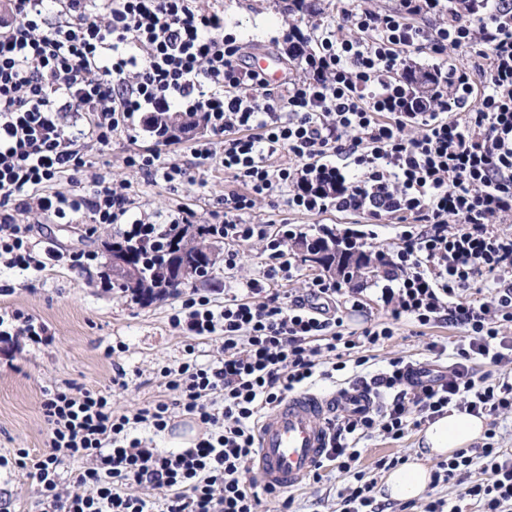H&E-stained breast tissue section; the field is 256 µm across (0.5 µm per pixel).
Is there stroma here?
<instances>
[{"instance_id":"stroma-1","label":"stroma","mask_w":512,"mask_h":512,"mask_svg":"<svg viewBox=\"0 0 512 512\" xmlns=\"http://www.w3.org/2000/svg\"><path fill=\"white\" fill-rule=\"evenodd\" d=\"M223 6L224 29L244 43L246 55L267 53L280 60L285 79H302V69L285 61L284 34L297 18L296 13L287 11L286 0H223ZM209 136V131L200 130L182 136L179 144L165 146L169 159L184 169L183 177L172 183L124 165L128 152L156 146L153 138L138 129L117 136L111 150L102 153L91 149L87 155L109 173L113 184L132 186L139 210L164 215L183 206L194 211L196 223L207 224L213 212L221 210L225 191L234 187L231 176L218 162L199 170L188 150L193 139ZM244 220L268 224L273 233L281 223L297 224L310 236L325 225L371 230L376 237L364 246L370 254L379 249L392 250L401 231L397 219L376 221L360 211L339 212L331 207L318 215L294 212L289 210L285 197L275 195L259 199ZM32 234L40 248L61 252L65 259L43 273L10 269L0 263V285L12 288L11 294H0V310L22 311L45 325L49 333L42 343L24 336H0V455H13L20 448L34 455L48 453L47 424L41 408L45 390L68 382L92 386L110 393L116 409L133 412L165 395L161 368L191 358L201 364L220 358L222 337L191 340L170 325L169 317L180 304V293L174 291L146 302L120 289L104 287V280L111 277L109 246L120 240V225L94 224L87 216L79 215L70 224L43 220L34 225ZM87 251L96 253L95 261L70 262V255ZM240 253L236 269H225L223 262H216L208 277L194 282V289L219 302L225 293L240 291L242 281L258 276L266 262L261 245L241 246ZM458 340L457 329L445 324L420 328L403 322L397 325L391 340L371 349L368 364L347 368L330 379L316 378L311 389L330 394L350 388L357 376L386 369L397 358L427 365L445 375L456 360ZM433 341L444 347L442 356L429 351ZM119 374L125 386L115 385ZM421 434V428L413 427L398 441L379 434L365 438L360 443V470L366 478L383 483L386 473L379 469V460H414ZM354 483L353 474L340 471L334 462H325L319 478H308L290 489L292 508L294 512H340V494ZM3 493L10 496L12 512H41L38 487L24 471H0Z\"/></svg>"}]
</instances>
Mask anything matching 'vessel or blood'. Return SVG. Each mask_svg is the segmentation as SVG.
<instances>
[{"mask_svg": "<svg viewBox=\"0 0 512 512\" xmlns=\"http://www.w3.org/2000/svg\"><path fill=\"white\" fill-rule=\"evenodd\" d=\"M374 405L372 395L360 387L331 396L289 395L257 424L258 449L251 465L261 483L280 489L300 485L324 456L327 426L337 410L359 412Z\"/></svg>", "mask_w": 512, "mask_h": 512, "instance_id": "1", "label": "vessel or blood"}]
</instances>
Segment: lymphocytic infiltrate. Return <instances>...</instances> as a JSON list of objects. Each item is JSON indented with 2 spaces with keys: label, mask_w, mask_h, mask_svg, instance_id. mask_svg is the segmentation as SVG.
<instances>
[{
  "label": "lymphocytic infiltrate",
  "mask_w": 512,
  "mask_h": 512,
  "mask_svg": "<svg viewBox=\"0 0 512 512\" xmlns=\"http://www.w3.org/2000/svg\"><path fill=\"white\" fill-rule=\"evenodd\" d=\"M450 47L468 50L470 65L412 62ZM243 54L223 13L202 0H8L0 12V258L8 267L40 272L62 258L52 250L35 256L31 217L86 213L149 247L189 223L181 206L164 224L133 215L130 186L99 172L87 193L60 187L85 167V144L108 149L133 128L160 138L150 118L162 112L202 114L224 139L222 152L205 143L190 151L201 167L219 160L236 185L211 226L231 245L225 268L237 267L244 243L262 244L268 260L262 277L245 281L247 297L228 295L219 305L184 294L171 326L223 335L224 345L216 362L163 367L170 399L128 415L96 389L46 393L50 454L21 448L0 457L1 468L16 466L36 482L43 512H154L150 497L132 494L135 485L161 491L164 512H258L259 495L243 474L260 413L311 383L322 364L334 372L366 365L368 350L391 339L403 318L458 328L457 360L448 375L426 380L415 378L413 363L393 360L365 383L380 407L334 420L325 457L355 479L341 512H383L373 481L356 469L369 434L402 439L458 404L474 415L512 414V382L474 380L470 366L512 357V235L496 230L512 217V0H398L390 10L344 0L334 21L290 28L288 59L305 77L277 92ZM281 153L287 163L273 164ZM123 162L168 183L184 174L156 149ZM276 194L310 215L333 206L405 220L396 249L374 254L390 321L347 330L342 307L356 312L362 303L337 280L315 278L287 300L274 291V280L293 276L288 242L304 233L285 224L272 236L243 216ZM178 413L203 428L188 448H151L131 434L137 424L165 432ZM494 438L487 433L482 447L439 462L432 486L458 481L479 512H506L512 452ZM66 458L80 464L69 488L57 473ZM476 463L483 476L474 480Z\"/></svg>",
  "instance_id": "obj_1"
}]
</instances>
